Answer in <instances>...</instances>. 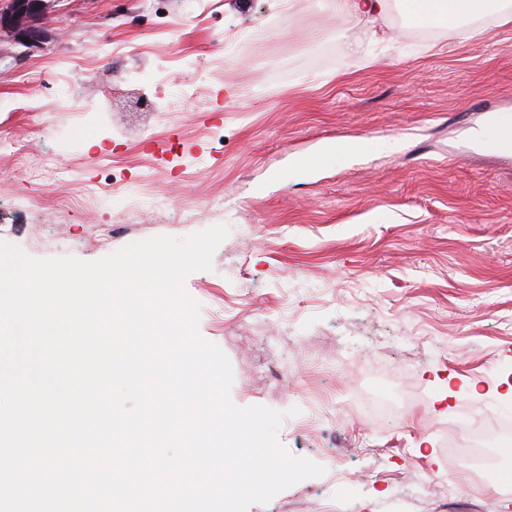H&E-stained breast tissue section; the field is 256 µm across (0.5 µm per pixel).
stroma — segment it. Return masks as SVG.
<instances>
[{
  "label": "stroma",
  "instance_id": "obj_1",
  "mask_svg": "<svg viewBox=\"0 0 512 512\" xmlns=\"http://www.w3.org/2000/svg\"><path fill=\"white\" fill-rule=\"evenodd\" d=\"M51 11L40 47L0 39V139L58 168L46 179L0 155V242L94 261L229 227L185 282L198 331L231 363L233 403L282 412L278 441L326 468L247 512H512V490L456 476L444 443L464 408L512 420V150L475 138L493 114L512 120L497 5L428 35L392 0L360 53L353 19L318 0ZM73 98L99 109L57 110ZM354 140L395 148L337 155ZM114 187L148 191L139 223ZM393 387L412 399L403 416L370 420L361 392ZM322 395L335 411L298 429L289 409ZM339 453L341 486L326 466Z\"/></svg>",
  "mask_w": 512,
  "mask_h": 512
}]
</instances>
